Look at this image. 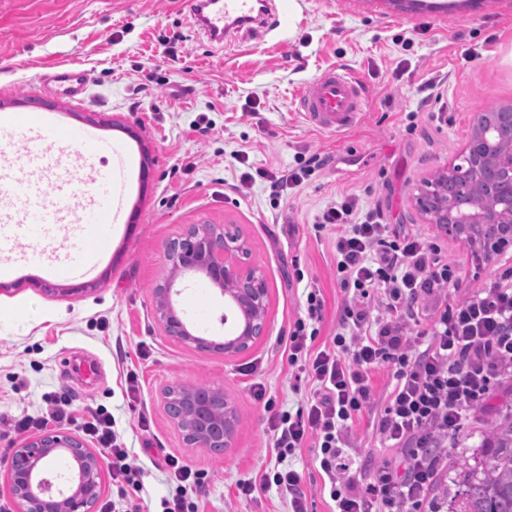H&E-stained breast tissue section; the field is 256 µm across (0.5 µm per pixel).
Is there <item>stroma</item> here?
<instances>
[{
	"label": "stroma",
	"mask_w": 512,
	"mask_h": 512,
	"mask_svg": "<svg viewBox=\"0 0 512 512\" xmlns=\"http://www.w3.org/2000/svg\"><path fill=\"white\" fill-rule=\"evenodd\" d=\"M282 23L266 33H238L213 42L195 26L190 0H0V113L30 105L52 109L66 129L91 128L130 157L124 175L126 212L105 245L90 252L75 224H62L40 242H0V505L7 458L26 439L14 420L42 415L50 399L69 401L80 433L87 409L112 414L116 429L145 468L142 512H161L173 493L165 458L175 454L201 471L193 496L199 512H283L276 490L239 498L237 483L260 476L271 461L267 415L249 394L244 365L261 364L269 395L294 411L308 386H297L284 341L306 309L310 289L325 299L321 338L334 336L344 295L336 282L331 238L317 235L319 211L346 194L379 206L389 223L407 224L441 246L459 277L458 296L493 281L497 265L512 264V243L491 259L428 223L415 205L424 183L451 165L467 144L477 115L512 107V0H272ZM76 62L89 72L80 99L57 98L42 80L48 67ZM351 71L363 84L361 121L343 134L317 128L298 97L330 69ZM210 127L196 128L198 116ZM45 142L0 133V226L20 204L9 182L14 159L48 148ZM57 178L80 207L91 194L83 164L106 158L59 141ZM248 164L281 172L319 155L323 166L292 194H270L268 183L241 186ZM239 230L250 261L268 288L263 336L227 357L168 336L155 314L154 290L173 280V307L188 331L220 342L229 310L203 274L170 277L169 243L190 225ZM90 252L91 271L55 279L48 271ZM98 366L94 380L65 372L73 359ZM138 378L127 393L126 376ZM223 388L238 415L232 448H190L169 418L171 386ZM448 440V460L480 456V436L512 413L503 387ZM375 403L351 425L347 443L365 480L382 462ZM314 449L291 463L303 473L309 512L331 501L313 465Z\"/></svg>",
	"instance_id": "obj_1"
}]
</instances>
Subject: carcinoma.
I'll use <instances>...</instances> for the list:
<instances>
[{
  "instance_id": "carcinoma-1",
  "label": "carcinoma",
  "mask_w": 512,
  "mask_h": 512,
  "mask_svg": "<svg viewBox=\"0 0 512 512\" xmlns=\"http://www.w3.org/2000/svg\"><path fill=\"white\" fill-rule=\"evenodd\" d=\"M482 447L476 465L458 463L452 512H512V414L486 433Z\"/></svg>"
}]
</instances>
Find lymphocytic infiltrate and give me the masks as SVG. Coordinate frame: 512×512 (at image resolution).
<instances>
[{
    "label": "lymphocytic infiltrate",
    "instance_id": "obj_1",
    "mask_svg": "<svg viewBox=\"0 0 512 512\" xmlns=\"http://www.w3.org/2000/svg\"><path fill=\"white\" fill-rule=\"evenodd\" d=\"M313 156L285 173L244 172L240 181H267L274 196L302 185L320 166ZM317 232L334 237L336 277L345 296L340 330L318 343L324 299L306 297V313L288 336V363L310 386L296 411L278 410L263 383L250 393L268 412L275 462L259 479L239 481L243 498L276 489L288 512H308L300 473L289 465L314 444L315 467L329 483L333 512H441V475L448 469V437L512 380V266L493 282L458 299L450 294L456 275L440 248L418 231L387 223L380 208H363L355 195L340 197L316 217ZM390 367L378 421L382 447L394 451L368 482L350 476L344 452L355 417L374 401L369 372ZM111 415L96 411L83 423L120 488H143L136 464L114 429ZM175 491L162 512H197L190 491L201 474L179 457L166 459Z\"/></svg>",
    "mask_w": 512,
    "mask_h": 512
}]
</instances>
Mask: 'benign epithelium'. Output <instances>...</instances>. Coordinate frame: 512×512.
I'll use <instances>...</instances> for the list:
<instances>
[{"label": "benign epithelium", "mask_w": 512, "mask_h": 512, "mask_svg": "<svg viewBox=\"0 0 512 512\" xmlns=\"http://www.w3.org/2000/svg\"><path fill=\"white\" fill-rule=\"evenodd\" d=\"M512 127V109L477 116L460 163L428 183L416 199L432 224L452 235L481 244L485 259L512 240V142L495 138V130ZM249 249L239 233L212 224H198L174 240L168 260L172 276L183 271L203 273L242 310L249 311L241 330L222 342L192 335L177 317L171 286L156 289V314L168 335L204 351L225 355L247 351L264 332L268 289L262 271L246 264ZM169 388L165 407L185 441L199 448H229L235 410L223 390L197 387L185 400L190 416L173 407ZM100 458L78 436L56 431L33 437L12 452L6 472L16 512H95L102 494Z\"/></svg>", "instance_id": "obj_1"}]
</instances>
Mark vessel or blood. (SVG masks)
<instances>
[{"instance_id":"obj_1","label":"vessel or blood","mask_w":512,"mask_h":512,"mask_svg":"<svg viewBox=\"0 0 512 512\" xmlns=\"http://www.w3.org/2000/svg\"><path fill=\"white\" fill-rule=\"evenodd\" d=\"M193 18L198 27L218 43L223 42L228 34L243 29L269 30L280 25L267 0H194ZM45 80L61 97L73 99L83 94L89 77L87 70L71 63L56 67L46 74ZM364 106L362 84L355 75L343 69L322 73L299 96V107L313 125L336 132L356 125ZM55 127L52 114L46 111L0 114V130L4 132L20 130L45 140ZM65 136L71 140L80 137L93 142L97 150L111 160L109 175L101 190L96 191L90 206L78 218L83 234H96L104 224L122 223L124 212L117 184L125 168L123 152L112 142L98 138L87 129L69 130ZM42 161L39 155L29 157L27 165L19 167L13 177L14 193L22 203L16 227L20 237L28 241L42 239L49 224L56 221L55 216L47 213L40 203L45 193L44 183L30 177L31 167Z\"/></svg>"}]
</instances>
